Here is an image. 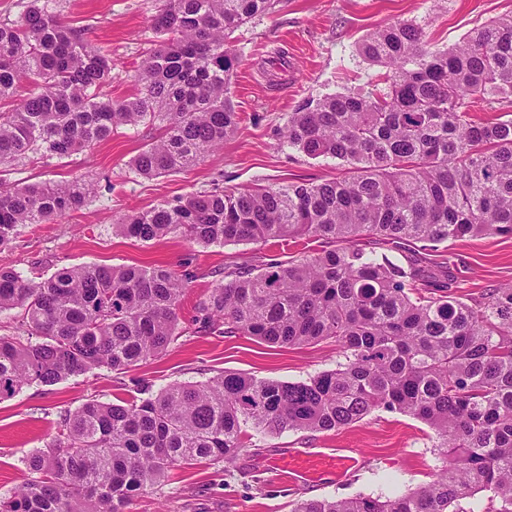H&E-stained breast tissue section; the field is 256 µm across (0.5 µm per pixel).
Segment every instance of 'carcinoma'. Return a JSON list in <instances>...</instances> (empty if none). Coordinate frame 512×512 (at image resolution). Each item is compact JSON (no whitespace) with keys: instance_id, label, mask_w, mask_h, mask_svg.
<instances>
[{"instance_id":"obj_1","label":"carcinoma","mask_w":512,"mask_h":512,"mask_svg":"<svg viewBox=\"0 0 512 512\" xmlns=\"http://www.w3.org/2000/svg\"><path fill=\"white\" fill-rule=\"evenodd\" d=\"M279 0H159L157 40L136 92L104 99L112 58L86 30L60 21L52 0H30L0 23V248L24 224L80 209L79 180L19 186L3 178L31 154L65 157L123 126L164 135L131 160L143 177L196 165L234 133L240 116L232 34ZM362 56L387 68L382 86L328 94L288 113L280 137L349 175L240 191L215 188L118 217L142 242L176 236L204 245L312 239L321 249L283 262L226 266L194 307L201 335L240 334L290 348L331 340L343 361L304 382L224 371L114 404L90 400L60 417L49 448L28 455L27 481L0 512H124L128 500L202 461L236 463L252 430L262 438L336 431L378 410L433 431L446 465L395 496L301 501L292 512H474L487 496L512 512V285L472 303L450 291L449 241L512 238V12L472 29L451 49L398 21L368 33ZM476 100L506 108L476 120ZM362 239L388 252H366ZM190 271L142 265L63 266L38 281L0 268V312L21 310L22 334L0 337V401L99 368L127 371L181 335Z\"/></svg>"}]
</instances>
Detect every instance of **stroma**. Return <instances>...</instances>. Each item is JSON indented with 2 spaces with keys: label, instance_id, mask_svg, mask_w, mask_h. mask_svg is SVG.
Instances as JSON below:
<instances>
[{
  "label": "stroma",
  "instance_id": "obj_1",
  "mask_svg": "<svg viewBox=\"0 0 512 512\" xmlns=\"http://www.w3.org/2000/svg\"><path fill=\"white\" fill-rule=\"evenodd\" d=\"M156 6V0H57L58 18L85 28L90 42L111 56L117 77L105 89L109 97L135 91L136 70L155 38L149 19ZM511 11L512 0H280L274 13L250 20L233 34L240 57L233 102L241 121L223 146L189 170L146 179L133 171L130 161L158 138L159 130L140 125L119 128L110 140L64 159L19 163L12 175L17 183L77 177L89 193L81 209L55 223L20 227L13 242L0 249V266L33 280L84 263L159 264L178 274L189 270L194 278L180 311L181 321H189L212 286L214 270L259 265L271 255L286 261L313 249V242L203 246L178 237L142 242L116 234L115 218L215 186H285L346 176L337 160H314L278 147L276 131L305 99L372 89L384 69L359 53L369 31L397 20L413 21L426 40L446 48ZM434 260L454 263L453 291L465 299L512 284V238L452 241L440 247ZM340 359L331 341L279 348L249 336L187 331L139 369L119 374L102 368L52 386L23 387L0 402V495L26 481V457L52 442L61 414L89 400L118 403L131 399L140 382L157 391L224 371L298 382L335 368ZM434 441L420 421L383 410L338 431H287L247 449L236 466L203 464L172 472L162 486L135 496L127 512H291L302 499L407 493L432 481L441 468ZM305 448L351 456L358 465L317 482L293 481L271 470L279 456Z\"/></svg>",
  "mask_w": 512,
  "mask_h": 512
}]
</instances>
